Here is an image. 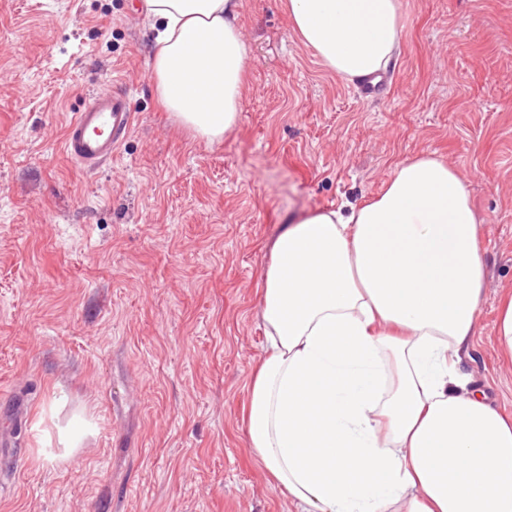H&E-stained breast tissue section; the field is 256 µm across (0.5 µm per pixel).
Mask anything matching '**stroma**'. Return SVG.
<instances>
[{"label": "stroma", "instance_id": "1", "mask_svg": "<svg viewBox=\"0 0 512 512\" xmlns=\"http://www.w3.org/2000/svg\"><path fill=\"white\" fill-rule=\"evenodd\" d=\"M284 3L240 0V119L209 143L156 104L142 0H0V431L21 451L0 512H293L242 422L269 250L286 217L359 203L422 154L480 221L459 371L512 418V0H401L376 97ZM96 88L130 92L135 121L90 172L61 138ZM497 336L506 353L512 357V298L501 306Z\"/></svg>", "mask_w": 512, "mask_h": 512}]
</instances>
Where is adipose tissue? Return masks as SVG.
Instances as JSON below:
<instances>
[{"mask_svg":"<svg viewBox=\"0 0 512 512\" xmlns=\"http://www.w3.org/2000/svg\"><path fill=\"white\" fill-rule=\"evenodd\" d=\"M161 111L210 143L239 120L238 0H143ZM354 82L383 71L400 0H287ZM478 219L442 158L398 164L348 210L288 217L263 271L248 444L295 512H512V421L460 375L482 295Z\"/></svg>","mask_w":512,"mask_h":512,"instance_id":"1","label":"adipose tissue"}]
</instances>
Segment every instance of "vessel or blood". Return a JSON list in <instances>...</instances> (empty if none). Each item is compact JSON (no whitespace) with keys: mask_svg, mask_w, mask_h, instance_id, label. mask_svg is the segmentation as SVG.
Returning <instances> with one entry per match:
<instances>
[{"mask_svg":"<svg viewBox=\"0 0 512 512\" xmlns=\"http://www.w3.org/2000/svg\"><path fill=\"white\" fill-rule=\"evenodd\" d=\"M133 123L134 109L126 92L117 89L93 92L66 125L62 150L83 169L97 170L111 161Z\"/></svg>","mask_w":512,"mask_h":512,"instance_id":"b4317fda","label":"vessel or blood"}]
</instances>
